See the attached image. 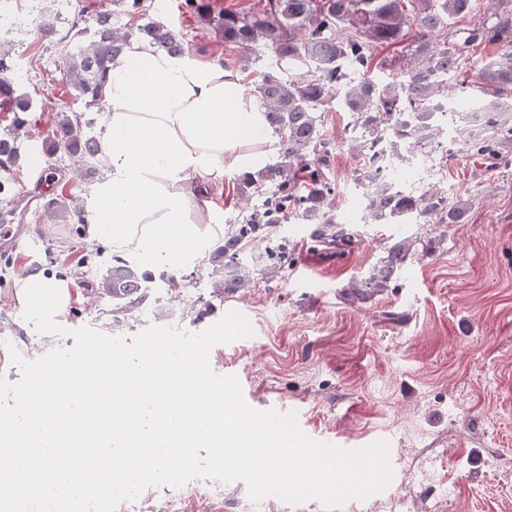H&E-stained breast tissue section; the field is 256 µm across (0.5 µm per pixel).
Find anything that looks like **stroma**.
<instances>
[{
	"mask_svg": "<svg viewBox=\"0 0 512 512\" xmlns=\"http://www.w3.org/2000/svg\"><path fill=\"white\" fill-rule=\"evenodd\" d=\"M163 3L150 17L163 19L198 56L238 70L252 89L272 57L267 46L225 43L208 21L183 9V0ZM64 62L63 45H47L29 23L15 89L31 95L33 108L22 115L20 155L14 166L0 168V181L14 180L20 189L29 185L31 167L51 169L61 177L58 190L79 205L94 178L73 177L68 159H49L41 150L56 109L82 108L62 83ZM318 116L329 142L335 207L353 221L349 250L315 248L305 225L292 219L251 247L258 255L288 241L291 259L279 274L256 276L253 287L228 295L219 287L224 270L212 260L176 272L158 262L148 269V302L116 317L110 302L90 300L112 266L109 246L90 239L87 225L55 223L46 209H35L31 244L17 259L0 261V376L11 382L21 376L11 350L35 360L74 344L69 334H41L24 320L17 290L32 275L67 283L70 301L58 323L69 333L88 326L122 338L151 325L200 332L235 310L253 334L216 345L210 365L220 375L238 373L252 391V408L288 407L309 437L341 448L388 442L391 484L346 500L341 512H389L393 500L401 512H512V165L489 169L457 151L429 158V180L407 182L417 195L436 187L470 200L462 223H360L352 117L339 98ZM400 237L417 244L394 288L368 300L350 297V279ZM138 501L136 512H327L316 500L253 503L240 480L149 487Z\"/></svg>",
	"mask_w": 512,
	"mask_h": 512,
	"instance_id": "35a3bbf8",
	"label": "stroma"
}]
</instances>
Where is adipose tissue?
Here are the masks:
<instances>
[{
	"label": "adipose tissue",
	"instance_id": "ef3b65f1",
	"mask_svg": "<svg viewBox=\"0 0 512 512\" xmlns=\"http://www.w3.org/2000/svg\"><path fill=\"white\" fill-rule=\"evenodd\" d=\"M103 96L108 168L85 199L90 237L174 269L202 260L208 242L199 227L218 221L211 192L279 150L264 106L219 60L138 38L112 60Z\"/></svg>",
	"mask_w": 512,
	"mask_h": 512
}]
</instances>
